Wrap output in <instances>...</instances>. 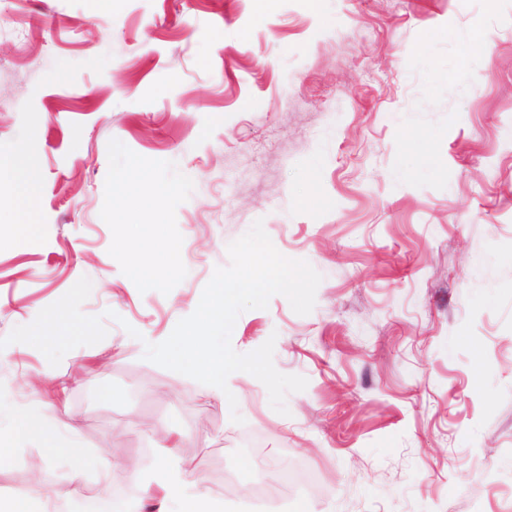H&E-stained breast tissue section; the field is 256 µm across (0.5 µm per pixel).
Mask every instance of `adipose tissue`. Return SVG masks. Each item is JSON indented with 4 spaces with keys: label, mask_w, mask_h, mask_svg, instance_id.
Listing matches in <instances>:
<instances>
[{
    "label": "adipose tissue",
    "mask_w": 512,
    "mask_h": 512,
    "mask_svg": "<svg viewBox=\"0 0 512 512\" xmlns=\"http://www.w3.org/2000/svg\"><path fill=\"white\" fill-rule=\"evenodd\" d=\"M39 181L37 169L23 153L0 164V184L13 188L19 208H27ZM113 191L121 197H136L145 210L155 208L157 200L171 195L173 189L156 184L147 170L134 166L117 179ZM119 229L129 254L127 275L133 282L151 287L181 273L179 251L167 243L163 225L146 224L133 215L120 222ZM154 484L160 493L158 512H224L223 502L208 497L181 470L158 464Z\"/></svg>",
    "instance_id": "adipose-tissue-1"
}]
</instances>
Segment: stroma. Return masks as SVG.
<instances>
[{"instance_id": "stroma-1", "label": "stroma", "mask_w": 512, "mask_h": 512, "mask_svg": "<svg viewBox=\"0 0 512 512\" xmlns=\"http://www.w3.org/2000/svg\"><path fill=\"white\" fill-rule=\"evenodd\" d=\"M20 151L40 184L27 236L0 235V339L83 277L107 335L56 366L0 348L13 423L40 411L85 451L19 429L0 493L36 480L47 512H80L108 460L142 512L170 441L228 512H512V0H0V162ZM133 164L177 188L142 219L183 272L151 288L114 226ZM258 220L322 277L311 313L276 295L232 331L307 379L285 416L248 373L236 404L208 399L135 344ZM284 461L298 484L256 494Z\"/></svg>"}]
</instances>
